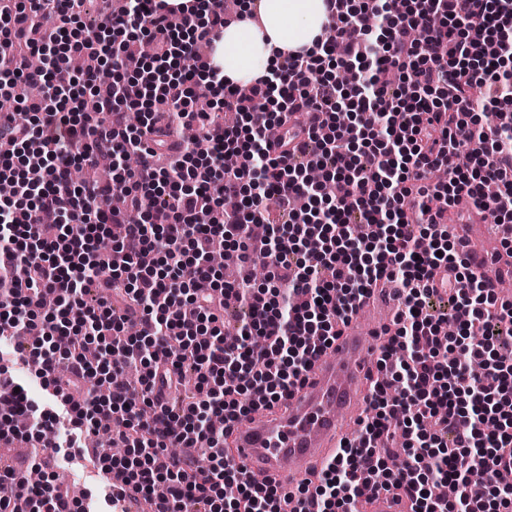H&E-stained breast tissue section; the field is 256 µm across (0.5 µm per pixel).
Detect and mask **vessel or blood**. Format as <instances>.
<instances>
[{
	"label": "vessel or blood",
	"instance_id": "1",
	"mask_svg": "<svg viewBox=\"0 0 512 512\" xmlns=\"http://www.w3.org/2000/svg\"><path fill=\"white\" fill-rule=\"evenodd\" d=\"M370 349L368 337L350 330L317 361L285 408L252 414L235 427L229 462L247 476L292 489L315 462L335 451L341 416L357 414V382ZM359 512H406L404 501L378 492Z\"/></svg>",
	"mask_w": 512,
	"mask_h": 512
}]
</instances>
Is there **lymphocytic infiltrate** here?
Segmentation results:
<instances>
[{
  "mask_svg": "<svg viewBox=\"0 0 512 512\" xmlns=\"http://www.w3.org/2000/svg\"><path fill=\"white\" fill-rule=\"evenodd\" d=\"M210 3L206 22L186 5L173 22L165 0H126L89 27L82 0H0V95L22 114L0 153L13 187L0 198V334L22 337L17 355L36 378L66 367L74 424L108 427L130 455H99L101 469L123 472L157 512H283L279 487L226 463L228 432L286 400L364 299L396 284L359 433L297 488L296 512H353L380 490L411 512H512L498 481L512 473V362L496 348L512 337V302L497 296L512 237L498 272L480 276L450 228L473 211L512 223V0H325L324 38L280 53L246 96L200 60L255 0L232 13ZM141 39L154 52L132 71ZM20 43L44 66L29 68ZM62 52L97 61L74 73L59 68ZM293 114L302 138L272 156L268 130ZM187 124L207 151L174 141L169 164L154 165L149 136ZM76 164L92 172L79 184ZM103 164L112 179L94 177ZM312 165L330 192L308 179ZM439 170L447 179L434 180ZM116 194L121 205L99 208ZM272 204L287 223H265ZM225 248L239 254L230 282L207 262ZM259 265L268 285L255 282ZM99 267L110 276L91 299ZM440 294L447 307L430 312ZM230 302L246 314L232 343L219 324ZM451 323L456 335L439 342ZM189 373L195 402H154L155 387L179 388ZM93 375L111 384L85 404ZM0 406L11 435L56 447L55 415L1 363ZM0 512L85 510L53 477L33 485L9 469Z\"/></svg>",
  "mask_w": 512,
  "mask_h": 512,
  "instance_id": "1",
  "label": "lymphocytic infiltrate"
}]
</instances>
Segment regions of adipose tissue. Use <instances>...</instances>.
I'll return each instance as SVG.
<instances>
[{"instance_id": "adipose-tissue-1", "label": "adipose tissue", "mask_w": 512, "mask_h": 512, "mask_svg": "<svg viewBox=\"0 0 512 512\" xmlns=\"http://www.w3.org/2000/svg\"><path fill=\"white\" fill-rule=\"evenodd\" d=\"M259 12V23H233L215 43L213 63L230 82L250 83L277 63L278 51L311 46L327 24L324 0H261Z\"/></svg>"}]
</instances>
